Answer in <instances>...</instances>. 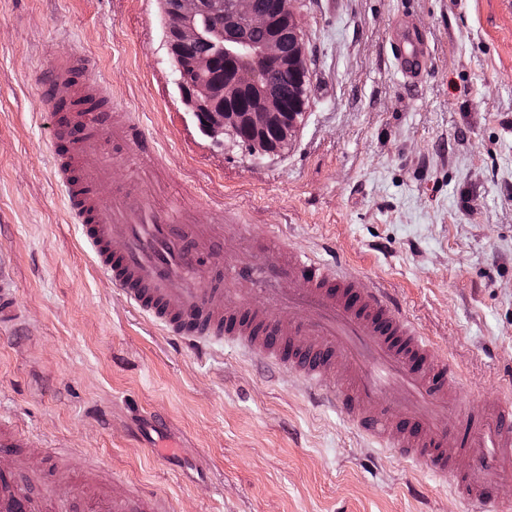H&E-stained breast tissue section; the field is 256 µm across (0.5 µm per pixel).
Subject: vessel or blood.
Returning <instances> with one entry per match:
<instances>
[{
    "instance_id": "b4317fda",
    "label": "vessel or blood",
    "mask_w": 512,
    "mask_h": 512,
    "mask_svg": "<svg viewBox=\"0 0 512 512\" xmlns=\"http://www.w3.org/2000/svg\"><path fill=\"white\" fill-rule=\"evenodd\" d=\"M395 59L411 78L425 71L427 45L413 28H398ZM96 69L82 53L49 73L78 84L79 103L54 127L55 174L99 271L182 344L229 340L297 374L364 434L450 478L465 501L496 506L499 481L512 473V402L493 400L449 427L442 415L458 408V371L384 289L338 262L288 250L277 232L214 263L224 235L243 234V226L197 223L192 201L176 190L152 200L148 175L158 151L130 113L101 107L106 93ZM129 162L139 177L103 197L113 168ZM21 318L12 281L0 270V326ZM463 455L473 457L471 468L458 466ZM33 484L19 462H0V512H70L51 493L34 495ZM79 496L84 512H166L157 498L108 487Z\"/></svg>"
}]
</instances>
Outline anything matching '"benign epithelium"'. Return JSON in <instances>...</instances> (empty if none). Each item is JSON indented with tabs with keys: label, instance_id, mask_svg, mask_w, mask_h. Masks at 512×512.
Instances as JSON below:
<instances>
[{
	"label": "benign epithelium",
	"instance_id": "obj_1",
	"mask_svg": "<svg viewBox=\"0 0 512 512\" xmlns=\"http://www.w3.org/2000/svg\"><path fill=\"white\" fill-rule=\"evenodd\" d=\"M294 0H275L274 11L259 13L253 0H161L167 17L166 45L176 65L182 101L199 128L213 139L231 134L262 153L283 150L298 130L307 108L311 81L304 62L303 31ZM224 14V32L214 34L216 52L198 55L193 45L207 37L206 14ZM263 28L267 38L252 43L248 30ZM295 35L296 50L284 53L280 34ZM259 60L288 70L295 89L260 81L248 63Z\"/></svg>",
	"mask_w": 512,
	"mask_h": 512
}]
</instances>
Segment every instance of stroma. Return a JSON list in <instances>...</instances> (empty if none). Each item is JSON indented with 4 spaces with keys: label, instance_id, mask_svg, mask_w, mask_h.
Segmentation results:
<instances>
[{
    "label": "stroma",
    "instance_id": "1",
    "mask_svg": "<svg viewBox=\"0 0 512 512\" xmlns=\"http://www.w3.org/2000/svg\"><path fill=\"white\" fill-rule=\"evenodd\" d=\"M309 107L288 148L199 128L160 0H0V259L24 311L0 329V420L65 456L25 459L63 498L99 469L171 512H473L431 468L237 344L180 350L95 268L54 175L45 81L83 52L196 220L279 231L379 283L461 374L460 406L512 399V0H298ZM430 48L406 80L392 32ZM44 484V485H47ZM44 485L35 484V491Z\"/></svg>",
    "mask_w": 512,
    "mask_h": 512
}]
</instances>
